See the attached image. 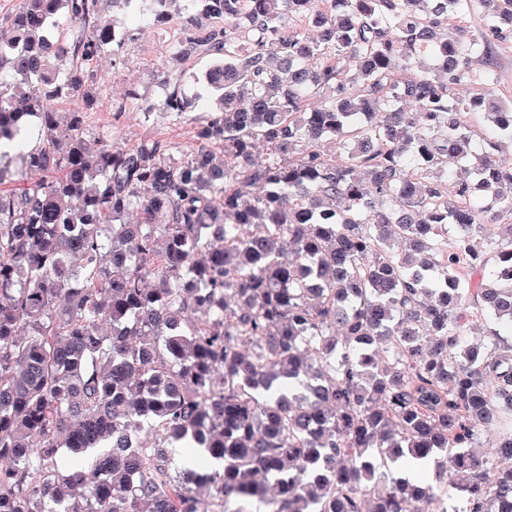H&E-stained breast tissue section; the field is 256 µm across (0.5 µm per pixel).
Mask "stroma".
<instances>
[{
  "mask_svg": "<svg viewBox=\"0 0 512 512\" xmlns=\"http://www.w3.org/2000/svg\"><path fill=\"white\" fill-rule=\"evenodd\" d=\"M179 29L175 21L149 24L116 51L102 52L86 76L93 104H86L80 97L61 98L53 101V109L85 113L90 130L111 132L120 143L128 146L155 138L173 142L181 150H190L195 144L196 127L217 111V95L206 91L198 81L210 66L211 56L200 55L184 62L173 60L171 42ZM167 72L180 76L187 96L197 100L195 108L178 120L164 112L116 113L115 108L127 90H135L148 99L155 98Z\"/></svg>",
  "mask_w": 512,
  "mask_h": 512,
  "instance_id": "35a3bbf8",
  "label": "stroma"
}]
</instances>
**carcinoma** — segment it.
I'll return each mask as SVG.
<instances>
[{
	"mask_svg": "<svg viewBox=\"0 0 512 512\" xmlns=\"http://www.w3.org/2000/svg\"><path fill=\"white\" fill-rule=\"evenodd\" d=\"M98 2L18 0L0 41V512H198L200 488L215 512H512V341H463L512 327V106L456 93L493 69L455 23L477 11L508 41L512 0H113L183 19L173 55L214 56L221 108L186 153L48 106L112 43ZM161 85L117 111L195 104ZM474 113L496 134L480 148ZM173 448L220 468L174 476ZM403 456L458 505L389 478Z\"/></svg>",
	"mask_w": 512,
	"mask_h": 512,
	"instance_id": "obj_1",
	"label": "carcinoma"
}]
</instances>
